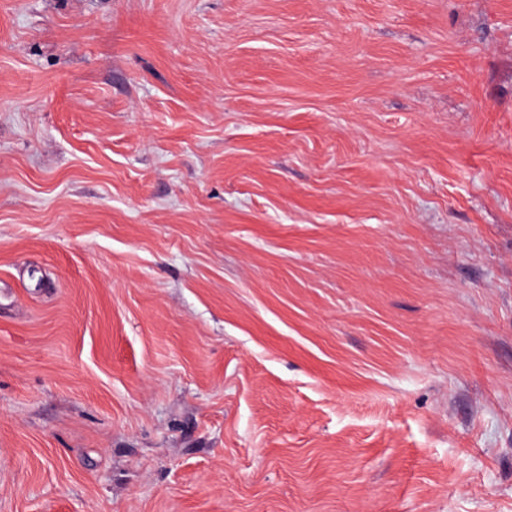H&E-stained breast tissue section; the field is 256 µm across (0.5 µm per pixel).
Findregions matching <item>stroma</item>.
Segmentation results:
<instances>
[{"label":"stroma","mask_w":512,"mask_h":512,"mask_svg":"<svg viewBox=\"0 0 512 512\" xmlns=\"http://www.w3.org/2000/svg\"><path fill=\"white\" fill-rule=\"evenodd\" d=\"M0 512H512V0H0Z\"/></svg>","instance_id":"stroma-1"}]
</instances>
